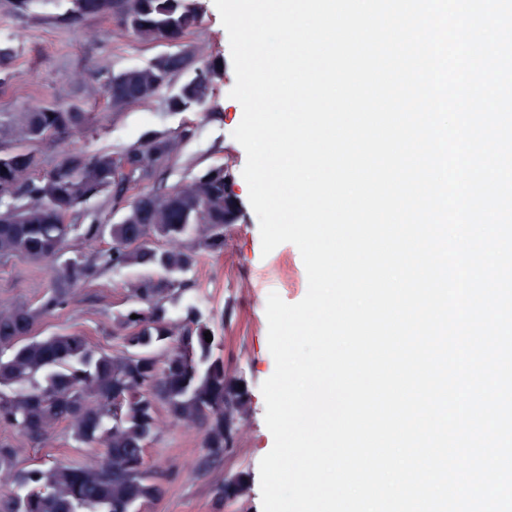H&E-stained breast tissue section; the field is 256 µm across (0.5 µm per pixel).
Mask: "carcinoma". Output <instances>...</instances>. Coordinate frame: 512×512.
<instances>
[{"instance_id":"1","label":"carcinoma","mask_w":512,"mask_h":512,"mask_svg":"<svg viewBox=\"0 0 512 512\" xmlns=\"http://www.w3.org/2000/svg\"><path fill=\"white\" fill-rule=\"evenodd\" d=\"M113 0H71L68 20L112 10ZM121 22L143 42L181 43L198 25L194 0H121ZM179 60L159 55L106 79L115 109L157 96L178 74ZM217 73L199 69L193 86L183 85L169 101L177 110L204 96ZM72 106L33 107L18 124L0 130L20 141H35L69 129ZM190 137L155 136L137 142L118 158L81 151L64 154L52 176L29 177L32 155L22 149L0 154V186L23 206L22 223L0 222V258L42 263L54 272L52 285L36 307L0 301V428L16 429L40 443L59 423L95 449L79 466H19V451L0 441V477L13 490L0 493V512H138L159 499L164 486L146 466V445L157 435L158 408L175 424L201 430V447L219 457L230 447L233 420L247 406V391L224 373L223 337L200 308L183 309L174 326L169 303L189 286L183 278L200 250L224 248V226L238 220L237 200L224 190V167H211L185 186L157 193L149 219L129 203L120 224H90L88 237L109 234L111 248L98 260L62 259L77 225L66 218L110 188L155 174ZM138 266L157 273L130 285L135 306L121 316L124 348L90 347L80 333L32 335L35 324L69 304L72 291L104 268ZM138 318L133 319L131 315ZM209 332L212 341L205 340ZM231 404L224 417V404ZM239 475L220 487L216 504L239 494Z\"/></svg>"}]
</instances>
